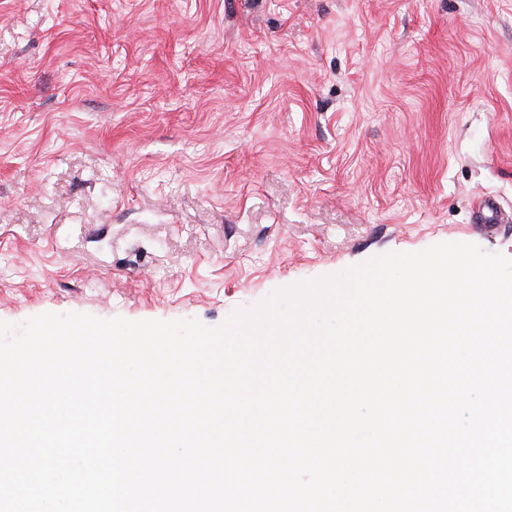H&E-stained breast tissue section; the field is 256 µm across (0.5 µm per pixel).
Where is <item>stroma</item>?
Returning <instances> with one entry per match:
<instances>
[{
	"mask_svg": "<svg viewBox=\"0 0 512 512\" xmlns=\"http://www.w3.org/2000/svg\"><path fill=\"white\" fill-rule=\"evenodd\" d=\"M484 193L512 213V0H0V321L512 257Z\"/></svg>",
	"mask_w": 512,
	"mask_h": 512,
	"instance_id": "stroma-1",
	"label": "stroma"
}]
</instances>
